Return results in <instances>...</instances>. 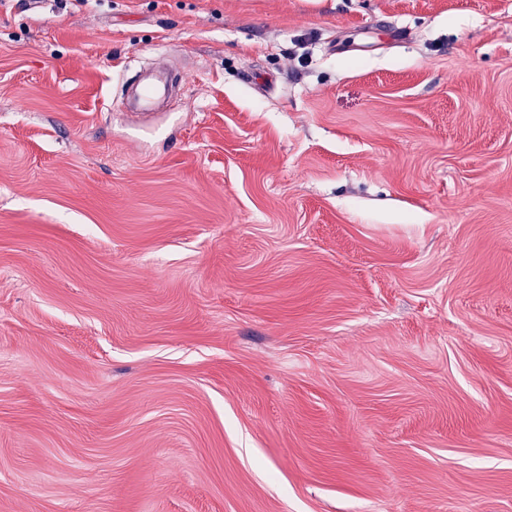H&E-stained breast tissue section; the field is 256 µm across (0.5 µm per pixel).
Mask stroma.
<instances>
[{
    "label": "stroma",
    "mask_w": 512,
    "mask_h": 512,
    "mask_svg": "<svg viewBox=\"0 0 512 512\" xmlns=\"http://www.w3.org/2000/svg\"><path fill=\"white\" fill-rule=\"evenodd\" d=\"M0 512H512V0H0Z\"/></svg>",
    "instance_id": "1"
}]
</instances>
